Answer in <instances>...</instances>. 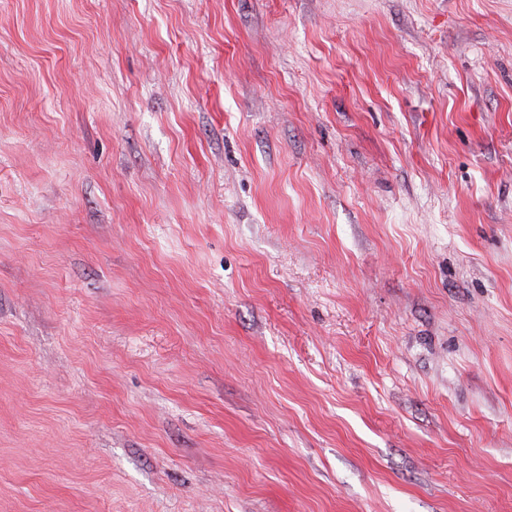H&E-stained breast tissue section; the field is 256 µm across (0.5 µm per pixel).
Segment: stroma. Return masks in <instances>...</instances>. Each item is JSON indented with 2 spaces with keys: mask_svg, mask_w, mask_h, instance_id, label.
Instances as JSON below:
<instances>
[{
  "mask_svg": "<svg viewBox=\"0 0 512 512\" xmlns=\"http://www.w3.org/2000/svg\"><path fill=\"white\" fill-rule=\"evenodd\" d=\"M0 512H512V0H0Z\"/></svg>",
  "mask_w": 512,
  "mask_h": 512,
  "instance_id": "obj_1",
  "label": "stroma"
}]
</instances>
